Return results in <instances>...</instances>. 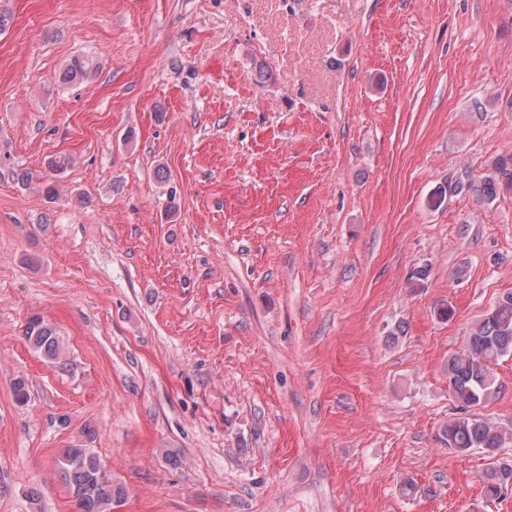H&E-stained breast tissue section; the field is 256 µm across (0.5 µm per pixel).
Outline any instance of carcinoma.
I'll return each instance as SVG.
<instances>
[{"label":"carcinoma","mask_w":512,"mask_h":512,"mask_svg":"<svg viewBox=\"0 0 512 512\" xmlns=\"http://www.w3.org/2000/svg\"><path fill=\"white\" fill-rule=\"evenodd\" d=\"M93 62L74 59L62 75L69 83L88 78ZM512 186V155L502 156L494 164L493 171L478 179L461 178L448 183V191L457 195L471 193L480 202L493 200L500 185ZM25 337L28 343L48 361L62 358L64 348L54 327L40 315L29 318ZM468 347L448 357L446 374L448 388L460 404L461 413L455 415L442 429L443 440L448 447L468 452L474 448H500L506 433L494 423L472 417L468 409L484 406L494 401L500 392L497 381H487L491 372L489 364L512 354V294L500 298L495 308L478 319L470 328ZM60 473L70 490L87 491L75 507L78 512H109L112 501L122 496V490L106 480L101 471L98 456L89 448H66L61 454Z\"/></svg>","instance_id":"1"}]
</instances>
